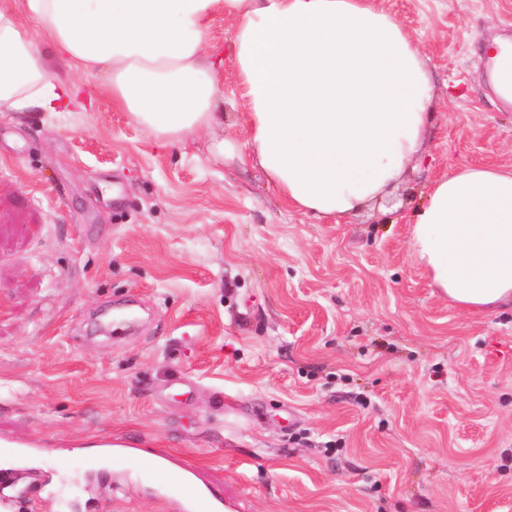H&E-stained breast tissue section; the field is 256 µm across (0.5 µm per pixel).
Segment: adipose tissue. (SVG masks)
Returning a JSON list of instances; mask_svg holds the SVG:
<instances>
[{
	"mask_svg": "<svg viewBox=\"0 0 512 512\" xmlns=\"http://www.w3.org/2000/svg\"><path fill=\"white\" fill-rule=\"evenodd\" d=\"M237 16L234 57L258 165L282 200L356 215L421 159L434 86L410 34L375 0H0V112H60L71 89L47 53L92 70L162 137L220 126L215 11ZM410 252L458 308L512 307V168L467 165L432 183Z\"/></svg>",
	"mask_w": 512,
	"mask_h": 512,
	"instance_id": "1",
	"label": "adipose tissue"
}]
</instances>
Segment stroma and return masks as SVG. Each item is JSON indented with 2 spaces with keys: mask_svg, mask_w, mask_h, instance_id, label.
I'll return each instance as SVG.
<instances>
[{
  "mask_svg": "<svg viewBox=\"0 0 512 512\" xmlns=\"http://www.w3.org/2000/svg\"><path fill=\"white\" fill-rule=\"evenodd\" d=\"M435 85L426 155L358 215L283 205L232 35L220 126L163 140L50 54L65 112L0 114V436L42 444L27 512H178L94 445L191 465L226 512H512V310L453 306L410 254L428 185L512 166L486 51L512 0H377ZM135 327L108 338L102 311ZM76 494L54 500L49 488Z\"/></svg>",
  "mask_w": 512,
  "mask_h": 512,
  "instance_id": "1",
  "label": "stroma"
}]
</instances>
